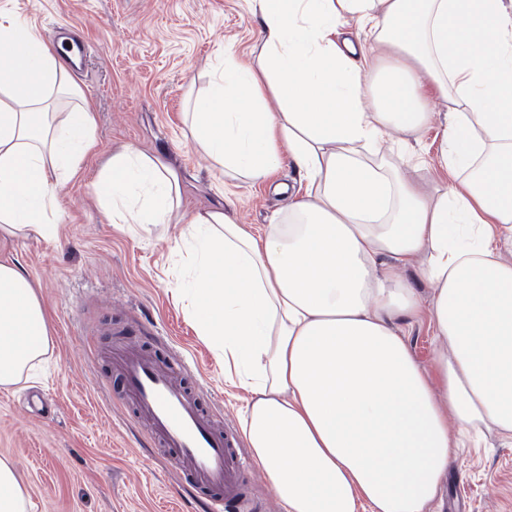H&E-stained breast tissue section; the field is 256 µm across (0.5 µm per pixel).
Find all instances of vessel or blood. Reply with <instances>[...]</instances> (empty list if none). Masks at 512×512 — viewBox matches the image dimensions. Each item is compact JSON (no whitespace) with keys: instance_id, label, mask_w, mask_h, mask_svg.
I'll use <instances>...</instances> for the list:
<instances>
[{"instance_id":"obj_1","label":"vessel or blood","mask_w":512,"mask_h":512,"mask_svg":"<svg viewBox=\"0 0 512 512\" xmlns=\"http://www.w3.org/2000/svg\"><path fill=\"white\" fill-rule=\"evenodd\" d=\"M111 360L123 400L186 482L207 493L210 512H242L253 468L238 430L175 380L173 360L136 344L116 345Z\"/></svg>"}]
</instances>
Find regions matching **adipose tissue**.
<instances>
[{
	"label": "adipose tissue",
	"instance_id": "1",
	"mask_svg": "<svg viewBox=\"0 0 512 512\" xmlns=\"http://www.w3.org/2000/svg\"><path fill=\"white\" fill-rule=\"evenodd\" d=\"M255 60L225 56L191 106L212 167L304 188L264 230L181 210L134 149L98 175L116 224L178 220L188 314L248 393L241 430L281 512H428L469 432L512 440V0H250ZM369 32L372 45L356 42ZM0 242L57 238L55 193L94 146L91 102L52 46L0 20ZM448 103L455 174L424 192L387 160ZM431 285L427 374L401 324ZM49 346L47 309L0 260V385Z\"/></svg>",
	"mask_w": 512,
	"mask_h": 512
}]
</instances>
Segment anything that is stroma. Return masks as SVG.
I'll use <instances>...</instances> for the list:
<instances>
[{"instance_id":"1","label":"stroma","mask_w":512,"mask_h":512,"mask_svg":"<svg viewBox=\"0 0 512 512\" xmlns=\"http://www.w3.org/2000/svg\"><path fill=\"white\" fill-rule=\"evenodd\" d=\"M0 15L49 39L64 24L87 51L77 85L94 112L96 145L57 191L60 234L0 247L34 282L48 312L50 345L40 369L0 386V459L17 469L27 512H209L145 428L127 416L107 353L112 322L141 323L138 344L180 362L179 377L202 406L239 424L245 391L224 379V361L192 326L177 288L183 260L176 224H116L97 199L102 163L130 145L163 159L181 180L184 211L229 203L238 223L258 229L298 187L290 160L263 182L218 173L196 151L184 112L224 55L253 56L259 21L248 0H0ZM411 148L403 171L425 191L447 187L442 115ZM424 309L406 328L420 366L434 372L438 342L425 309L431 288L415 282ZM429 512H512V443L488 434L460 449Z\"/></svg>"}]
</instances>
